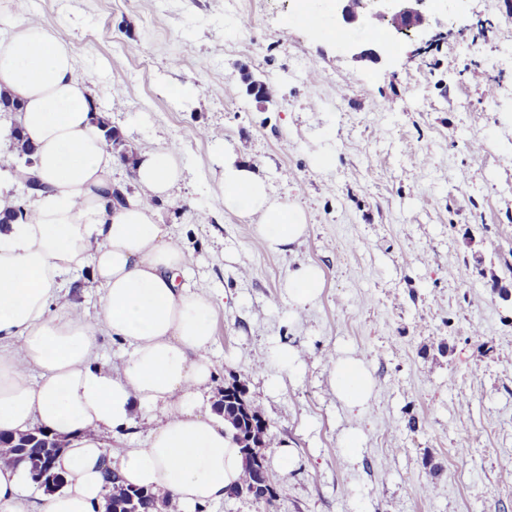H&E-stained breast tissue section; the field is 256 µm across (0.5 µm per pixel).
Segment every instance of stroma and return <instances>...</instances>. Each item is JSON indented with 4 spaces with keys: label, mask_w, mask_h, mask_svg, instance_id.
Wrapping results in <instances>:
<instances>
[{
    "label": "stroma",
    "mask_w": 512,
    "mask_h": 512,
    "mask_svg": "<svg viewBox=\"0 0 512 512\" xmlns=\"http://www.w3.org/2000/svg\"><path fill=\"white\" fill-rule=\"evenodd\" d=\"M312 7L324 30L292 0H28L123 149L176 148L159 213L192 255L182 283L215 303L208 399L245 381L267 461L289 450L272 503L203 510L512 512V0H425L426 36L394 35L377 60L366 18ZM229 156L303 211L292 251L225 209ZM302 263L324 286L298 312L285 282ZM344 357L375 381L358 414L330 385Z\"/></svg>",
    "instance_id": "stroma-1"
}]
</instances>
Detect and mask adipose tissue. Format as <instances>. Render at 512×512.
I'll return each mask as SVG.
<instances>
[{
    "label": "adipose tissue",
    "mask_w": 512,
    "mask_h": 512,
    "mask_svg": "<svg viewBox=\"0 0 512 512\" xmlns=\"http://www.w3.org/2000/svg\"><path fill=\"white\" fill-rule=\"evenodd\" d=\"M13 7L19 22L0 40V88L21 108L41 189L29 217L0 225V432L37 427L66 446L55 460L65 483L47 495L31 496L23 467L0 463V512H101L107 466L196 512L236 486L242 459L231 427L200 404L213 375L214 304L178 285L190 254L158 212L182 178L176 152L154 146L128 159L108 146L71 45L28 19L24 0ZM117 167L135 185L118 203ZM221 190L225 208L272 251L305 236L301 211L273 200L244 165L225 163ZM84 265L102 290L92 320L67 293L70 274ZM323 284L322 271L303 264L285 287L301 309ZM102 335L126 344L120 369L98 363ZM330 383L351 409L372 395L358 358L337 360ZM138 415L154 423L144 447L113 456L103 432L121 433Z\"/></svg>",
    "instance_id": "obj_1"
}]
</instances>
